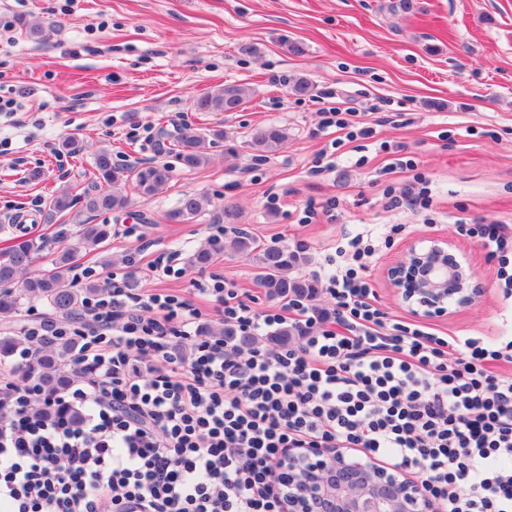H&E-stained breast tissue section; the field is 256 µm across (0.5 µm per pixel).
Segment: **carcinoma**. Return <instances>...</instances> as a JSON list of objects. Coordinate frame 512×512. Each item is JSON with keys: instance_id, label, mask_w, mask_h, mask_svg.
I'll list each match as a JSON object with an SVG mask.
<instances>
[{"instance_id": "cac0c4a2", "label": "carcinoma", "mask_w": 512, "mask_h": 512, "mask_svg": "<svg viewBox=\"0 0 512 512\" xmlns=\"http://www.w3.org/2000/svg\"><path fill=\"white\" fill-rule=\"evenodd\" d=\"M248 90L241 84H226L203 95L194 102L197 112H236L247 101ZM224 138V131L210 134L188 125L173 132L159 130L155 148L159 153L176 152L182 164L195 169L209 162L206 142L209 137ZM287 139L284 128L269 124L256 128L250 134L249 148L258 156L277 152ZM95 181L78 195L66 190L55 194L46 204L43 223L54 224L56 218L73 213L79 229L72 243L53 259L48 270L35 271L33 266L45 250L42 238L16 236L10 245L0 251V316L11 317L31 300H39L59 318L73 320L83 310L85 299L99 293L102 286L89 281L82 287L74 286L70 274L75 261L85 251L97 249L108 239L111 227L107 224H87L81 220L85 213H120L128 208L130 200L126 185L134 183L143 195H152L172 179V170L165 165H149L120 169L112 163V152L101 148L94 154ZM78 211H73L76 204ZM210 203L205 195L186 194L170 212L169 219L185 224L194 219ZM233 248L241 253L254 254L258 268V284L271 298L297 293L309 284L299 277L288 276V271L300 266L305 257L299 251H290L276 244L260 246L246 234L237 236ZM77 343L71 338H58L33 343L15 331H0V356L6 357L22 348L31 354L26 376L38 385L43 394L55 396L65 391L76 379L69 360Z\"/></svg>"}]
</instances>
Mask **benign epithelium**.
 Returning <instances> with one entry per match:
<instances>
[{"label":"benign epithelium","instance_id":"obj_1","mask_svg":"<svg viewBox=\"0 0 512 512\" xmlns=\"http://www.w3.org/2000/svg\"><path fill=\"white\" fill-rule=\"evenodd\" d=\"M472 267L446 237L413 240L387 270L389 287L422 318L443 317L473 299ZM288 512H437L419 488L374 462L309 449L288 456Z\"/></svg>","mask_w":512,"mask_h":512}]
</instances>
